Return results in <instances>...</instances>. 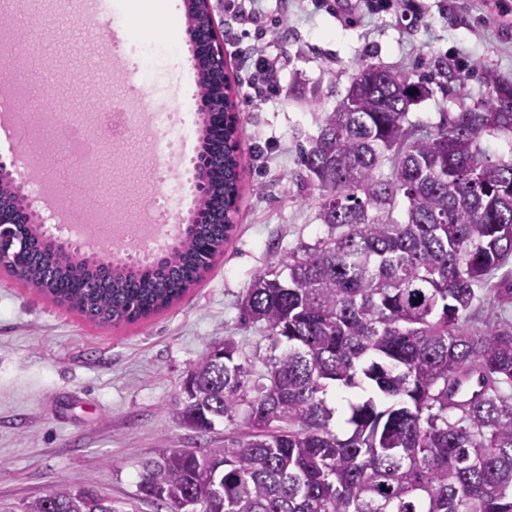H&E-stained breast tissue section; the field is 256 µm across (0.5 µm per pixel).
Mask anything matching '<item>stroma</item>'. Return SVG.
Returning <instances> with one entry per match:
<instances>
[{"label":"stroma","mask_w":512,"mask_h":512,"mask_svg":"<svg viewBox=\"0 0 512 512\" xmlns=\"http://www.w3.org/2000/svg\"><path fill=\"white\" fill-rule=\"evenodd\" d=\"M257 6L261 22L243 25L238 43L224 48L237 106L241 183L224 252L203 280L149 319L102 324L0 269V503L19 510L79 480L118 503L137 502L139 512H157L139 500L138 484L158 440L173 448L215 447L237 430V423L220 420L204 436L176 424L170 408L191 365L214 340L232 337L243 357L267 347L260 326L242 324L239 304L256 275L327 231L317 189L293 174L301 148L345 95L359 61L403 71L415 81L430 79L431 95L408 115L424 127L460 104L479 103L494 81H512V27L485 23L477 0H415L414 11L397 6L378 15L368 12L367 0H339L334 11L321 0H258ZM101 9L97 16L86 13L84 0H22L13 30L38 62L23 101L91 129L101 105L138 111L137 99L114 73L137 43L112 23L126 4L103 0ZM141 27L182 49L157 77L156 107L165 112L176 92L197 93L185 82L194 72V55L184 0H163L161 12ZM258 41L278 81L275 90L255 95L238 76L240 61ZM438 60L464 84L436 77ZM62 85L69 94L60 99ZM157 154L155 137L135 126L120 149L99 135L86 162L94 179L84 215L108 224L111 216L95 213L96 199L140 202L154 193L149 171ZM15 156L26 166L28 194L59 193L40 149L0 134V158Z\"/></svg>","instance_id":"1"}]
</instances>
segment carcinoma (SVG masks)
Returning <instances> with one entry per match:
<instances>
[{"mask_svg": "<svg viewBox=\"0 0 512 512\" xmlns=\"http://www.w3.org/2000/svg\"><path fill=\"white\" fill-rule=\"evenodd\" d=\"M185 8L190 34L213 25L192 0ZM429 95L422 81L358 64L301 157L327 234L255 276L240 303L267 348L243 361L232 338L211 345L172 408L200 433L240 415L243 428L220 448L160 440L142 499L170 512H512V320L480 318L512 304V276L489 287L512 260V158L494 161L483 146L512 135V84L432 131L408 120ZM197 97L213 155L200 204L227 216L240 173L221 133L226 84L214 60L198 70ZM231 229L189 224L164 253L129 263L25 224L33 250L21 274L90 320H144L202 279ZM257 362L266 371L250 386ZM331 386L371 391L349 404L342 434L324 398ZM22 512L123 510L74 480Z\"/></svg>", "mask_w": 512, "mask_h": 512, "instance_id": "cac0c4a2", "label": "carcinoma"}]
</instances>
